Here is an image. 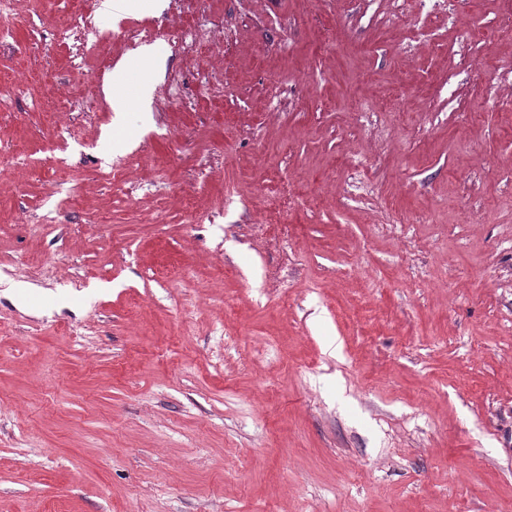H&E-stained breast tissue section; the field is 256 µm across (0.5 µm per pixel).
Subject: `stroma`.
<instances>
[{
    "label": "stroma",
    "mask_w": 512,
    "mask_h": 512,
    "mask_svg": "<svg viewBox=\"0 0 512 512\" xmlns=\"http://www.w3.org/2000/svg\"><path fill=\"white\" fill-rule=\"evenodd\" d=\"M0 512H512V0H8ZM164 4L163 0H105L103 6L106 10L111 11L112 15L117 18L122 16L124 13H128L135 7H151L159 9ZM125 67L122 63H118L112 70V83L110 80L103 84V93L109 100L112 111L115 112L116 119H122L124 112L128 111V101L123 94L118 91L119 84L124 81Z\"/></svg>",
    "instance_id": "obj_1"
}]
</instances>
